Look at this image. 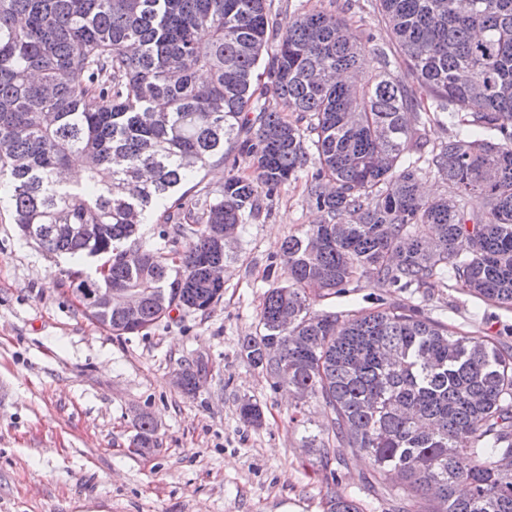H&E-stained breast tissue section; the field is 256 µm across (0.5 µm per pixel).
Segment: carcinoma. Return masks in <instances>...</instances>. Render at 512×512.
I'll use <instances>...</instances> for the list:
<instances>
[{
  "mask_svg": "<svg viewBox=\"0 0 512 512\" xmlns=\"http://www.w3.org/2000/svg\"><path fill=\"white\" fill-rule=\"evenodd\" d=\"M375 6L399 73L321 8L282 21L268 0H0V189L26 239L105 258L103 275L70 277L112 289V314L88 316L118 337L217 305L219 227H243L261 195L314 168L308 197L324 220L282 243L285 284L265 293L241 355L299 399L289 422L305 426L310 402L324 409V429L306 436L323 469L350 448L376 484L398 473L417 512H512V346L401 306L313 309L312 295L365 275L418 293L446 270L512 306V0ZM366 52L377 67L362 77ZM448 113L465 133L430 145L425 125ZM232 140L253 177L188 199L184 186ZM78 153L94 159L84 179L60 178ZM430 173L449 193H418ZM182 373L194 395L208 366ZM240 415L261 424L249 399ZM134 429V447L158 446L150 413ZM329 504L363 512L339 486Z\"/></svg>",
  "mask_w": 512,
  "mask_h": 512,
  "instance_id": "cac0c4a2",
  "label": "carcinoma"
}]
</instances>
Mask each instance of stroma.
<instances>
[{"instance_id":"1","label":"stroma","mask_w":512,"mask_h":512,"mask_svg":"<svg viewBox=\"0 0 512 512\" xmlns=\"http://www.w3.org/2000/svg\"><path fill=\"white\" fill-rule=\"evenodd\" d=\"M321 7L340 13L359 37L391 48L375 0H271L288 19ZM307 175L263 198L260 214L225 250L224 296L206 313L172 312L152 328L116 337L94 322L66 272L94 274L97 259L71 260L20 237L0 203V512H327L332 483L387 512L374 495L372 467L351 449L336 475L305 448L288 421L289 398L241 358L259 333V309L275 286L269 274L282 242L319 223ZM422 306L432 319L512 346V307L481 301L436 279L426 294L387 292L361 278L345 293L316 299L317 311ZM204 359L209 374L195 396L172 377ZM257 402L263 424L240 416ZM151 412L159 445L131 448L133 418Z\"/></svg>"}]
</instances>
